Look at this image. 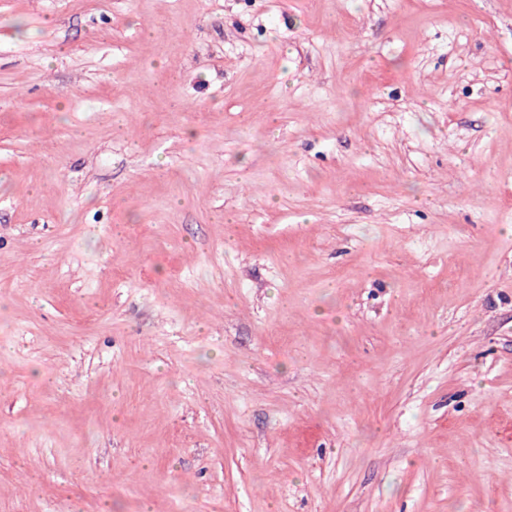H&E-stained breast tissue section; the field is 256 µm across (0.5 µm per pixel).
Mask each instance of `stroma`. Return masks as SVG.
Returning <instances> with one entry per match:
<instances>
[{"mask_svg": "<svg viewBox=\"0 0 512 512\" xmlns=\"http://www.w3.org/2000/svg\"><path fill=\"white\" fill-rule=\"evenodd\" d=\"M0 512H512V0H0Z\"/></svg>", "mask_w": 512, "mask_h": 512, "instance_id": "obj_1", "label": "stroma"}]
</instances>
